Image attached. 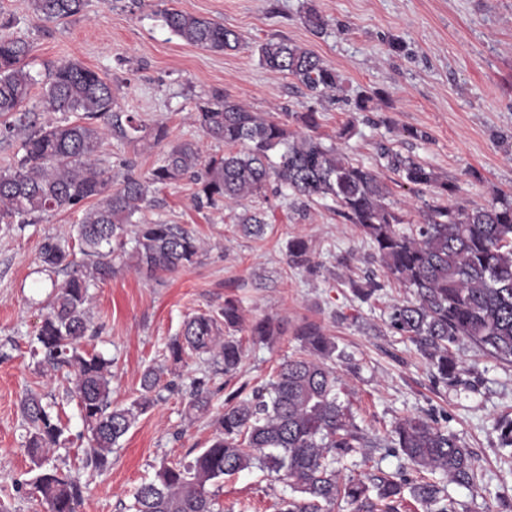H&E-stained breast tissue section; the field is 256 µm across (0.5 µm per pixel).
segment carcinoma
I'll use <instances>...</instances> for the list:
<instances>
[{
	"mask_svg": "<svg viewBox=\"0 0 512 512\" xmlns=\"http://www.w3.org/2000/svg\"><path fill=\"white\" fill-rule=\"evenodd\" d=\"M32 2L42 20L57 22L80 14L86 0ZM163 18L170 32L189 44L219 52L241 45L238 33L213 19L176 9L165 10ZM29 53L24 40L0 37V117H15L8 130L24 131L12 170L0 174V224L22 229L50 211L81 213L77 241L83 264L71 260L72 251L58 239L47 238L40 247L42 270L64 271L67 278L52 284L32 354L44 372L64 371L73 384L70 394L77 399L88 434L87 464L107 466L112 448L156 401L161 381L159 369L146 368L139 397L128 406H112V360L80 348L88 330L90 288L112 277L114 256L129 255L136 269L151 276L193 262L198 246L189 231L178 224L135 219L148 203L150 186L185 175L194 180L199 205H240L272 181L298 198L335 202L370 239L387 276L411 291L413 300L393 307L389 326L418 346L435 382H461L465 369L451 352L461 341L512 364V202L507 198L470 209L430 206L422 222L405 231L376 172L310 133L290 131L292 123L314 130L316 112L262 117L220 91L197 105L196 121L206 137L240 150L206 159L197 143L175 142L149 177L131 171L112 189L99 163L102 131L95 125L112 113V85L98 72L68 61L50 74L39 104L44 112L78 113L79 121L24 124L26 114L20 109L36 83L23 65ZM258 53L262 66L293 77L317 97H327L339 86L336 71L308 49L268 40ZM143 128L135 114L118 125L129 141L138 140ZM381 156L409 185L433 187L441 197L455 191L433 170L398 152L384 148ZM238 227L243 235L260 239L266 221L262 213L246 209ZM288 263L312 267L304 238L289 241ZM243 323L241 301L227 297L219 314L194 316L184 323L168 344V358L179 363L188 353L209 354L231 375L242 350L229 332ZM251 332L266 340L280 332V325L261 319L251 325ZM297 336L306 355L283 362L268 387L253 390L251 396L229 394L224 412L214 421L210 446L188 464L161 465L155 479L135 492L131 512H215L210 487L256 465L275 473L291 490L280 499L279 512H326L339 498L354 505L355 512H400L406 488L417 502L441 504L443 488L422 477L424 472L477 488V459L430 414L397 421L385 440L371 438L339 400V379L327 364L335 344L311 323ZM207 385L204 379L194 382L188 415L210 412ZM53 407L32 393L22 400L25 448L40 469L33 486L46 512H75L82 487L46 467L49 449L63 435ZM494 431L501 446L512 447V419L496 421ZM369 448H384L386 455L397 458V473L369 483L354 478L340 482L336 465L356 455L367 458ZM410 471L420 477L407 478ZM437 512L452 509L441 504Z\"/></svg>",
	"mask_w": 512,
	"mask_h": 512,
	"instance_id": "cac0c4a2",
	"label": "carcinoma"
}]
</instances>
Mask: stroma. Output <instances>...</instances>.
Segmentation results:
<instances>
[{
	"label": "stroma",
	"instance_id": "stroma-1",
	"mask_svg": "<svg viewBox=\"0 0 512 512\" xmlns=\"http://www.w3.org/2000/svg\"><path fill=\"white\" fill-rule=\"evenodd\" d=\"M175 8L212 18L236 31L238 50L214 52L172 35L160 13ZM326 20L323 33L302 22L307 9ZM0 35L28 42L27 70L38 85L26 105L43 125L62 120L44 112L39 97L49 71L74 60L112 84L113 112L135 113L147 129L131 142L102 123L99 157L113 182L127 170L148 176L170 141L197 142L204 156L228 147L207 138L195 113L199 100L221 90L267 116L315 111L318 136L354 163L378 172L403 224H417L428 206L450 202L471 208L500 196L512 199V0H86L82 13L53 24L31 0H0ZM305 47L336 69L342 79L334 99L312 98L297 80L263 68L257 47L270 40ZM165 123L169 142L156 143L150 128ZM349 135H342L344 127ZM423 131L427 140L412 138ZM433 169L456 191L442 199L434 189L404 185L387 169L381 147ZM191 178L150 188L143 216L180 224L200 244L196 261L154 279L136 271L129 258L114 259L111 278L91 288L86 350L111 359L112 403L127 406L150 366L162 368L158 402L141 414L113 448L106 468L85 463L87 432L65 379L43 375L31 354L41 321L40 304L63 274L42 272L38 253L48 237L73 244L79 216L45 213L39 223L10 233L0 230V512H45L31 482L36 475L24 450L20 401L27 393L55 401L65 440L49 464L78 480L83 497L77 512H127L137 487L164 462L187 463L214 436V414L240 388L269 383L280 364L299 356L297 330L320 326L336 345L330 364L341 379L339 396L356 423L384 437L407 416L434 414L479 458L477 489L444 481L455 512H506L512 505V448L502 447L495 422L512 418V365L483 356L467 342L454 346L467 369L463 384L435 383L417 346L388 325L393 305L409 291L387 277L368 238L328 199H298L269 186L245 207H197ZM264 214L263 238L239 233L242 209ZM305 238L311 268L287 262L288 243ZM375 280L381 288L366 301L354 288ZM240 299L246 323L271 317L281 335L259 340L239 332L243 359L225 376L210 356L175 364L166 345L189 317L214 314L225 297ZM209 377L210 415L186 414L193 379ZM221 512H277L288 487L275 473L254 468L215 485Z\"/></svg>",
	"mask_w": 512,
	"mask_h": 512
}]
</instances>
